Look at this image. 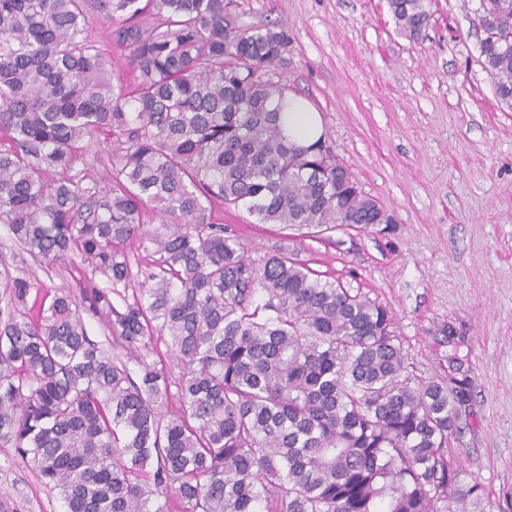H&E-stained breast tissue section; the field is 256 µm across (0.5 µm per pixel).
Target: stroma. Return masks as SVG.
<instances>
[{
  "label": "stroma",
  "instance_id": "1",
  "mask_svg": "<svg viewBox=\"0 0 512 512\" xmlns=\"http://www.w3.org/2000/svg\"><path fill=\"white\" fill-rule=\"evenodd\" d=\"M480 0H431L413 41L387 0H237L244 27L277 24L291 43L272 80L322 117L362 189L395 222L390 231L336 227L292 237L245 210H215L251 256L280 247L324 276L390 308L417 374L444 377L464 361L471 413L448 456L478 482L493 512H512V108L479 57ZM0 223V308L7 278L80 295V275L20 263ZM456 329L460 341L449 343ZM0 512H65L12 449L0 450Z\"/></svg>",
  "mask_w": 512,
  "mask_h": 512
}]
</instances>
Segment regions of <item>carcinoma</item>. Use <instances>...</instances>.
<instances>
[{"mask_svg":"<svg viewBox=\"0 0 512 512\" xmlns=\"http://www.w3.org/2000/svg\"><path fill=\"white\" fill-rule=\"evenodd\" d=\"M388 5L398 33L423 35L427 0ZM233 6L0 0V222L86 284L33 309L30 280L5 282L0 447L66 512H487L448 461L471 402L459 359L446 380L416 374L387 307L212 222L222 206L319 233L395 223L327 133L288 140L287 88L263 78L288 32L242 28ZM97 21L129 81L114 83ZM479 25L512 106V0H481ZM100 133L95 179L75 164ZM135 241L144 266L120 249ZM87 313L126 358L89 338Z\"/></svg>","mask_w":512,"mask_h":512,"instance_id":"cac0c4a2","label":"carcinoma"}]
</instances>
